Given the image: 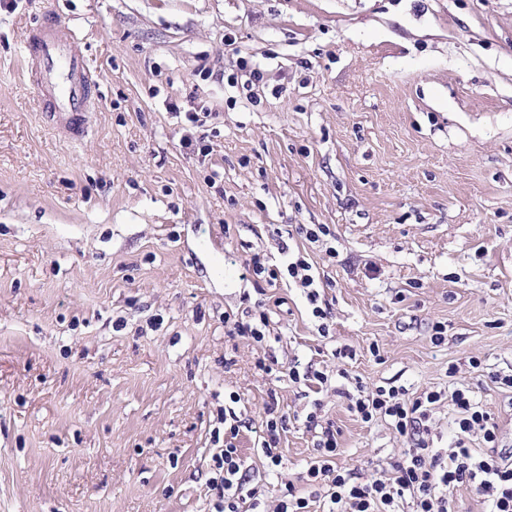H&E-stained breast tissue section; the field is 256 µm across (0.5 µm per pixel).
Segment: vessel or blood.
Returning a JSON list of instances; mask_svg holds the SVG:
<instances>
[{"label":"vessel or blood","instance_id":"vessel-or-blood-1","mask_svg":"<svg viewBox=\"0 0 512 512\" xmlns=\"http://www.w3.org/2000/svg\"><path fill=\"white\" fill-rule=\"evenodd\" d=\"M70 29L45 19L29 35L24 54L28 69L39 71L49 95L48 117L66 138L79 141L86 134V116L97 75L83 57L69 51Z\"/></svg>","mask_w":512,"mask_h":512}]
</instances>
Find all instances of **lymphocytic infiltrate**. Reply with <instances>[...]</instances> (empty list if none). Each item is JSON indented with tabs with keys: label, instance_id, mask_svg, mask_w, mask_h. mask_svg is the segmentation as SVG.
Instances as JSON below:
<instances>
[{
	"label": "lymphocytic infiltrate",
	"instance_id": "obj_1",
	"mask_svg": "<svg viewBox=\"0 0 512 512\" xmlns=\"http://www.w3.org/2000/svg\"><path fill=\"white\" fill-rule=\"evenodd\" d=\"M247 271L258 282L272 285L285 278L305 289L312 314L320 321L319 333L328 336L330 311L319 303L318 282L304 254L286 259L280 268L255 255ZM224 329L226 335L265 344L272 334L266 301L225 314ZM446 402L454 412L455 438L450 447L437 448L431 421ZM348 408L362 422L386 421L406 444L401 456L375 465L371 478L361 479L355 470L336 462L339 430L312 411L303 425L316 435L317 456L297 481L282 483L273 493L254 482L244 466L238 442L246 422L235 412H220L217 422L223 427L224 446L211 456L208 480L216 497L215 512H311V499L300 490L304 484L326 486V512H455L453 493L462 484L484 500L487 512H512V452L503 450L498 423L468 385L457 383L449 390L433 386L413 397L400 386H360L349 395ZM264 413L258 446L273 469L282 461L280 444L288 416L275 399L265 405ZM476 438L482 449L472 448Z\"/></svg>",
	"mask_w": 512,
	"mask_h": 512
}]
</instances>
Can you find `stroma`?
Here are the masks:
<instances>
[{"label":"stroma","instance_id":"stroma-1","mask_svg":"<svg viewBox=\"0 0 512 512\" xmlns=\"http://www.w3.org/2000/svg\"><path fill=\"white\" fill-rule=\"evenodd\" d=\"M48 17L99 76L80 143L23 65ZM299 224L328 225L335 258ZM284 239L328 337L302 289L246 275L254 253L282 264ZM262 295L284 300L278 340L226 336ZM293 360L330 388L289 381ZM452 364L512 442L489 378L512 373V0H0V512H212L219 409L256 421L273 396L291 418L277 474L257 433L239 441L256 478L296 479L316 407L367 478L404 441L335 387L418 393Z\"/></svg>","mask_w":512,"mask_h":512}]
</instances>
